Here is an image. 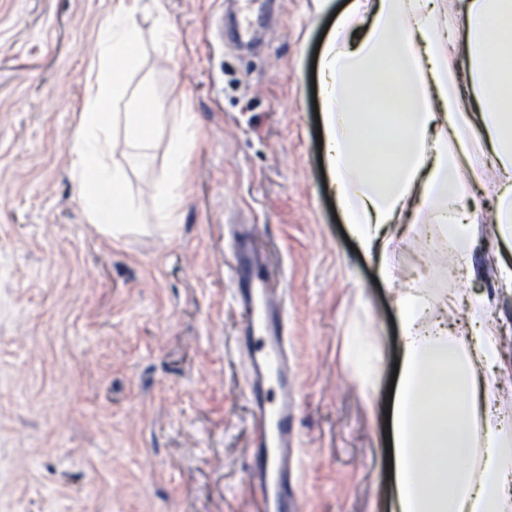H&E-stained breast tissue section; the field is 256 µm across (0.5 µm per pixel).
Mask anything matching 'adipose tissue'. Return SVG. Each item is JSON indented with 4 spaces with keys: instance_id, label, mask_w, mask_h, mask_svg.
Instances as JSON below:
<instances>
[{
    "instance_id": "1",
    "label": "adipose tissue",
    "mask_w": 512,
    "mask_h": 512,
    "mask_svg": "<svg viewBox=\"0 0 512 512\" xmlns=\"http://www.w3.org/2000/svg\"><path fill=\"white\" fill-rule=\"evenodd\" d=\"M109 23L86 74L87 106L70 148L89 223L137 220L124 172L109 162V78L132 67L138 0H109ZM512 0H351L319 59L328 189L351 236L387 286L400 325L392 403L397 512H512V426L491 404L500 362L486 300L400 283L390 244L426 234L469 272L479 225L468 205L493 185L491 233L512 250ZM377 102L376 112L359 103ZM381 132L384 147L373 150ZM200 130L171 119L169 169L155 221L179 223Z\"/></svg>"
}]
</instances>
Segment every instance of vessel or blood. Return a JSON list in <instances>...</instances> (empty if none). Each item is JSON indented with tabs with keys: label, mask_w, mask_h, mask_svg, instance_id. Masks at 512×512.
Wrapping results in <instances>:
<instances>
[{
	"label": "vessel or blood",
	"mask_w": 512,
	"mask_h": 512,
	"mask_svg": "<svg viewBox=\"0 0 512 512\" xmlns=\"http://www.w3.org/2000/svg\"><path fill=\"white\" fill-rule=\"evenodd\" d=\"M262 24L261 10L245 0L236 23L237 41L251 42ZM233 280L238 304L252 316L238 345L245 357V390L257 422L251 469L258 478L261 512H301L294 488L299 458L288 378V324L250 239L236 243Z\"/></svg>",
	"instance_id": "1"
}]
</instances>
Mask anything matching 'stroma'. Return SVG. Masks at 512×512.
Instances as JSON below:
<instances>
[{"label":"stroma","mask_w":512,"mask_h":512,"mask_svg":"<svg viewBox=\"0 0 512 512\" xmlns=\"http://www.w3.org/2000/svg\"><path fill=\"white\" fill-rule=\"evenodd\" d=\"M107 2L0 0V512H258L228 245L242 230L288 307L303 512H390L399 329L327 190L312 69L330 14L272 0L247 50L209 29L237 0H141L138 62L109 123L139 215L116 239L87 221L69 157ZM160 14L175 49L158 39ZM147 98L194 113L203 132L171 231L154 217L170 128L143 142L123 132L122 113ZM141 152L150 165L131 164ZM490 209L481 198L465 280L417 241L392 258L401 281L487 298L509 362L493 390L512 416V294ZM357 326L381 357L370 399L347 361Z\"/></svg>","instance_id":"stroma-1"}]
</instances>
